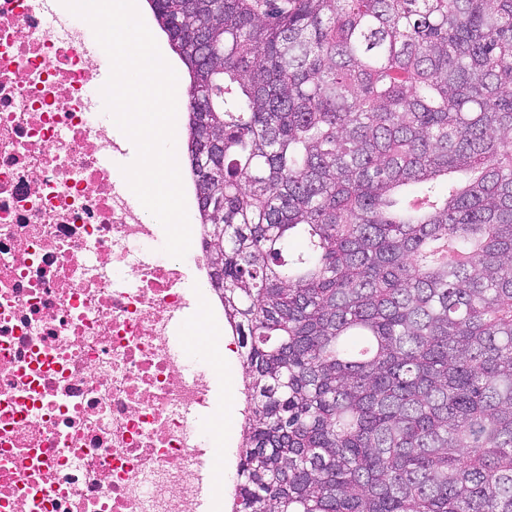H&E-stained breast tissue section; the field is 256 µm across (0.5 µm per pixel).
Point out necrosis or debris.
Returning <instances> with one entry per match:
<instances>
[{
  "label": "necrosis or debris",
  "instance_id": "1",
  "mask_svg": "<svg viewBox=\"0 0 512 512\" xmlns=\"http://www.w3.org/2000/svg\"><path fill=\"white\" fill-rule=\"evenodd\" d=\"M94 34L55 25L39 0H0V512H192L195 415L213 376L171 352L174 322L211 296L199 228L185 259H160L123 154L88 111Z\"/></svg>",
  "mask_w": 512,
  "mask_h": 512
}]
</instances>
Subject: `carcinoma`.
Instances as JSON below:
<instances>
[{
  "instance_id": "obj_1",
  "label": "carcinoma",
  "mask_w": 512,
  "mask_h": 512,
  "mask_svg": "<svg viewBox=\"0 0 512 512\" xmlns=\"http://www.w3.org/2000/svg\"><path fill=\"white\" fill-rule=\"evenodd\" d=\"M245 370L232 512H512V0H147ZM147 0H137L138 9L156 38L159 48L165 57V59L170 63V65L176 70L180 72L181 76V84L178 87L177 92V120H176V135L178 137V148H177V161L179 168H184L186 164V158L184 156V148L182 147L183 143V136H182V128L185 123V116H186V96H185V90L188 85V76L186 73V69L182 64L178 61L177 56L172 52L166 37L163 36L157 26V23L151 13V11L148 8V5L146 3Z\"/></svg>"
}]
</instances>
